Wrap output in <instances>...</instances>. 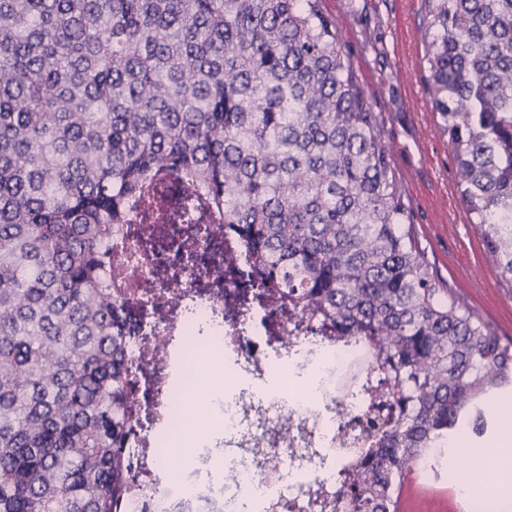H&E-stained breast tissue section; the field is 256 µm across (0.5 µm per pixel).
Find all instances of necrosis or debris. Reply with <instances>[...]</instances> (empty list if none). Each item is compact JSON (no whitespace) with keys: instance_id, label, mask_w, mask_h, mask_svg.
<instances>
[{"instance_id":"obj_1","label":"necrosis or debris","mask_w":512,"mask_h":512,"mask_svg":"<svg viewBox=\"0 0 512 512\" xmlns=\"http://www.w3.org/2000/svg\"><path fill=\"white\" fill-rule=\"evenodd\" d=\"M135 231L112 235V292L142 319L128 353L136 409L122 512H298L307 498L321 501L318 512H348L336 486L354 477L357 435L378 413L373 343L270 300L238 307L244 254L224 225H163L148 252ZM190 231L197 254L176 256ZM216 263L223 277L198 288ZM192 347L224 366L202 396L186 369ZM187 416L202 427L192 451L170 460L160 440Z\"/></svg>"}]
</instances>
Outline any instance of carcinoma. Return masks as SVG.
<instances>
[{
  "instance_id": "cac0c4a2",
  "label": "carcinoma",
  "mask_w": 512,
  "mask_h": 512,
  "mask_svg": "<svg viewBox=\"0 0 512 512\" xmlns=\"http://www.w3.org/2000/svg\"><path fill=\"white\" fill-rule=\"evenodd\" d=\"M428 92L468 222L512 283V0H425ZM263 291L373 340L397 411L343 490L398 512L512 344L434 272L323 0H0V512H119L133 307L112 226L168 187Z\"/></svg>"
}]
</instances>
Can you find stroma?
Segmentation results:
<instances>
[{
    "instance_id": "1",
    "label": "stroma",
    "mask_w": 512,
    "mask_h": 512,
    "mask_svg": "<svg viewBox=\"0 0 512 512\" xmlns=\"http://www.w3.org/2000/svg\"><path fill=\"white\" fill-rule=\"evenodd\" d=\"M325 7L341 23L360 85L386 115L393 162L406 177L411 221L429 260L475 314L512 343V298L503 295L467 221L448 136L426 90L424 0H325ZM462 477L459 470L414 476L401 512H469L449 484Z\"/></svg>"
}]
</instances>
